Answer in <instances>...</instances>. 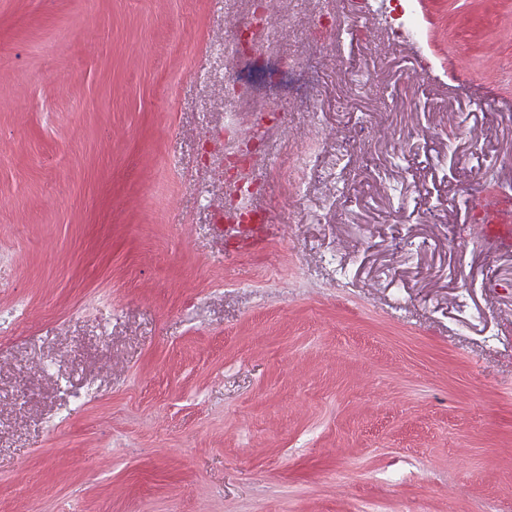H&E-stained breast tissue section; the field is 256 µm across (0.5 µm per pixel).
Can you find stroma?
Returning a JSON list of instances; mask_svg holds the SVG:
<instances>
[{
	"mask_svg": "<svg viewBox=\"0 0 512 512\" xmlns=\"http://www.w3.org/2000/svg\"><path fill=\"white\" fill-rule=\"evenodd\" d=\"M412 3L273 0L230 70L249 0H0V512H512V0ZM266 107L234 254L205 137Z\"/></svg>",
	"mask_w": 512,
	"mask_h": 512,
	"instance_id": "obj_1",
	"label": "stroma"
}]
</instances>
